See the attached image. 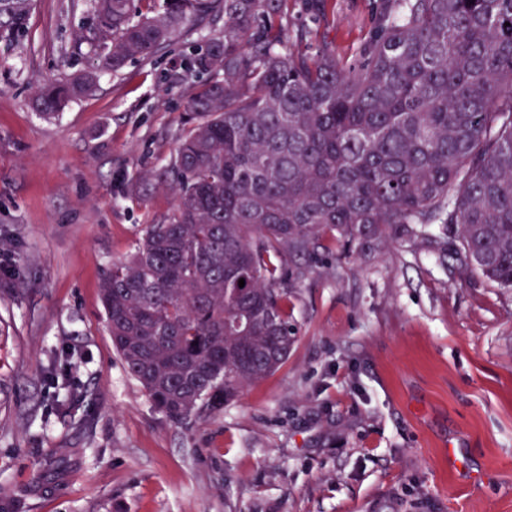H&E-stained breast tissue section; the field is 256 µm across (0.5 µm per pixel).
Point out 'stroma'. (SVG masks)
I'll use <instances>...</instances> for the list:
<instances>
[{
    "label": "stroma",
    "instance_id": "stroma-1",
    "mask_svg": "<svg viewBox=\"0 0 512 512\" xmlns=\"http://www.w3.org/2000/svg\"><path fill=\"white\" fill-rule=\"evenodd\" d=\"M377 4L288 0V41L352 62ZM95 23L90 0H29L0 39V512H512V288L406 242L292 283L287 361L210 418L154 407L99 281L175 205L180 62L224 21L42 117L37 84L98 65L76 43Z\"/></svg>",
    "mask_w": 512,
    "mask_h": 512
}]
</instances>
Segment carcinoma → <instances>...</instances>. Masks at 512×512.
Instances as JSON below:
<instances>
[{
  "label": "carcinoma",
  "mask_w": 512,
  "mask_h": 512,
  "mask_svg": "<svg viewBox=\"0 0 512 512\" xmlns=\"http://www.w3.org/2000/svg\"><path fill=\"white\" fill-rule=\"evenodd\" d=\"M93 0L101 68L152 56L210 16L186 131L161 177L174 209L101 282L113 349L172 422L203 420L288 360V284L408 240L512 288V0H381L358 63L284 43L288 0ZM27 0H0V33ZM97 86H36L52 118ZM245 280L239 287V280Z\"/></svg>",
  "instance_id": "cac0c4a2"
}]
</instances>
